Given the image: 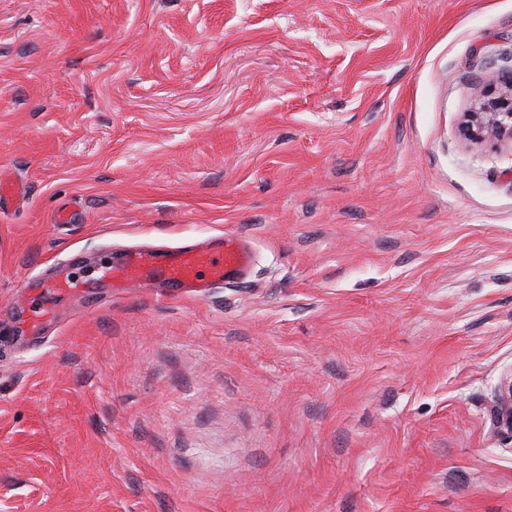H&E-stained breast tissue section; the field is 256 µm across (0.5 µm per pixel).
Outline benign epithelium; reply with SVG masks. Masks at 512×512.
<instances>
[{
  "mask_svg": "<svg viewBox=\"0 0 512 512\" xmlns=\"http://www.w3.org/2000/svg\"><path fill=\"white\" fill-rule=\"evenodd\" d=\"M464 135L472 140L512 142V69L491 67L484 77V93L474 111L466 114ZM501 422L512 430V377L503 385Z\"/></svg>",
  "mask_w": 512,
  "mask_h": 512,
  "instance_id": "benign-epithelium-1",
  "label": "benign epithelium"
}]
</instances>
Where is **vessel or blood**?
<instances>
[{
    "label": "vessel or blood",
    "instance_id": "1",
    "mask_svg": "<svg viewBox=\"0 0 512 512\" xmlns=\"http://www.w3.org/2000/svg\"><path fill=\"white\" fill-rule=\"evenodd\" d=\"M251 261L243 237L227 233L215 249L181 245L131 253L125 262L113 267L112 277L116 287L124 289L155 278L168 295L194 298L200 289L237 282Z\"/></svg>",
    "mask_w": 512,
    "mask_h": 512
}]
</instances>
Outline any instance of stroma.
<instances>
[{
	"label": "stroma",
	"mask_w": 512,
	"mask_h": 512,
	"mask_svg": "<svg viewBox=\"0 0 512 512\" xmlns=\"http://www.w3.org/2000/svg\"><path fill=\"white\" fill-rule=\"evenodd\" d=\"M510 55L512 0H0V512H512ZM484 88L478 106L466 114L464 135L472 140H509L512 145V66L490 67ZM252 261L250 249L239 234L224 233L217 249L198 245L166 247L131 253L112 267L115 288H130L158 277L169 296L196 298L199 288L235 283L247 272Z\"/></svg>",
	"instance_id": "obj_1"
}]
</instances>
